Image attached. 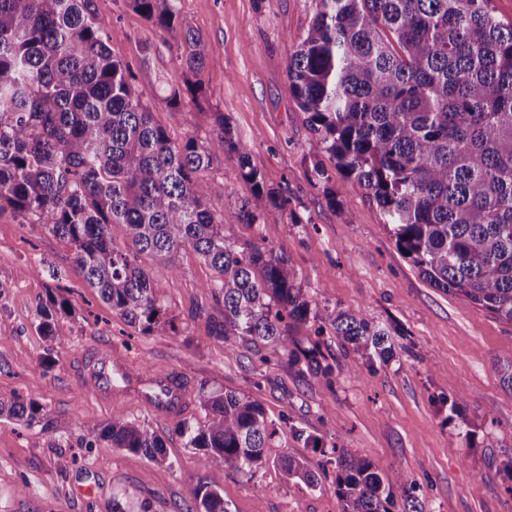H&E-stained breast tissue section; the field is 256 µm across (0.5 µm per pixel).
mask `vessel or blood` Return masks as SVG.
<instances>
[{
	"label": "vessel or blood",
	"mask_w": 512,
	"mask_h": 512,
	"mask_svg": "<svg viewBox=\"0 0 512 512\" xmlns=\"http://www.w3.org/2000/svg\"><path fill=\"white\" fill-rule=\"evenodd\" d=\"M79 368L84 378L95 380L97 395L102 402L129 400L164 420L179 417L190 405L188 391L175 375H142L116 354L92 352L83 355Z\"/></svg>",
	"instance_id": "1"
}]
</instances>
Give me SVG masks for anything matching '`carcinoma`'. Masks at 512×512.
Listing matches in <instances>:
<instances>
[{
  "label": "carcinoma",
  "instance_id": "1",
  "mask_svg": "<svg viewBox=\"0 0 512 512\" xmlns=\"http://www.w3.org/2000/svg\"><path fill=\"white\" fill-rule=\"evenodd\" d=\"M150 25L170 34L176 59L202 71L205 43L179 28L177 0H129ZM109 21L93 0H0V211L41 224L69 245L71 260L112 312L145 334L167 331L161 306L138 255L171 271L193 249L216 272L207 284L224 299L212 333L294 344L289 328L327 325L371 366L386 353L389 331L337 307L311 306L288 259L224 237V215L200 191L199 177L218 155L237 159L252 198L238 218L256 224L287 200L265 189L248 162V145L218 117L207 143H176L156 125L128 63L111 51ZM289 91L314 134L309 152L334 166L376 201L400 251L436 288L461 295L512 324V23L492 0H316V13L288 64ZM204 97L198 81L173 89ZM126 226L131 246L112 242ZM72 314L49 294L37 331L54 337V321ZM207 421L186 420L179 434L205 450L210 472L175 512H229L224 472L243 474L265 461L276 435L262 409L234 392L201 389ZM35 402L0 400V417L27 426L41 419ZM112 448L160 462L164 439L123 417L88 433V447ZM334 493L341 512H421L403 470L383 473L366 454L334 448ZM289 477L312 485L306 462L280 459Z\"/></svg>",
  "mask_w": 512,
  "mask_h": 512
}]
</instances>
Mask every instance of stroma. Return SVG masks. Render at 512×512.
Masks as SVG:
<instances>
[{"mask_svg":"<svg viewBox=\"0 0 512 512\" xmlns=\"http://www.w3.org/2000/svg\"><path fill=\"white\" fill-rule=\"evenodd\" d=\"M94 8L111 20V50L131 65L154 122L172 141H208L215 113H224L266 188L287 197L285 208H268L259 223L241 222L238 209L252 187L236 158L217 156L201 186L224 216L226 239L285 255L310 300L390 329L393 355L366 367L325 331L321 350L334 368L327 378L301 372L276 343L211 337L194 312L217 316L224 304L207 288L214 271L189 248L176 273L141 254L174 323L165 333H142L88 287L69 248L43 225L2 211L0 399L37 401L45 418L31 426L0 418V512H112L116 500L127 512H173L208 471L205 451L187 447L178 420L124 400L102 405L79 382V356L97 348L119 351L141 369L177 372L195 423L206 420L196 400L202 387L262 407L278 433L265 465L247 475L225 472L230 512H340L328 478L334 467L327 453L335 446L369 455L382 472L405 470L422 512H512V480L499 468L512 455V390L500 381L512 361V325L431 286L398 250L368 192L327 156L310 154L313 133L289 92L288 58L312 22L315 0H179L183 25L206 43V95L180 112L166 106L170 90L189 78L172 36L152 29L129 0H94ZM319 162L323 180L314 172ZM27 264L34 271L21 276ZM51 292L73 309L58 318L54 342L35 326ZM48 355L53 365L44 364ZM456 402L469 436L448 420ZM118 416L162 435L165 462L102 444L83 447L84 435ZM287 454L307 463L316 485L285 475L279 460Z\"/></svg>","mask_w":512,"mask_h":512,"instance_id":"stroma-1","label":"stroma"}]
</instances>
